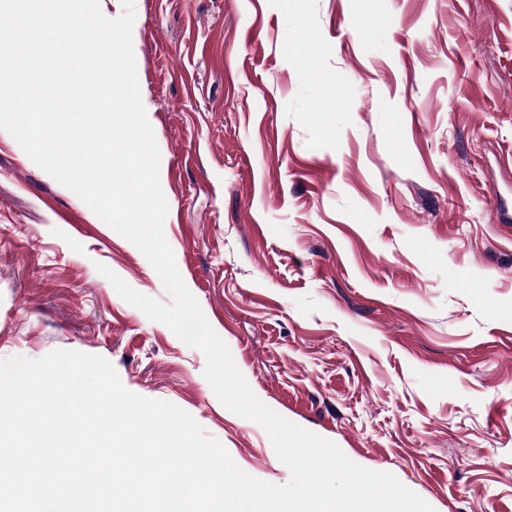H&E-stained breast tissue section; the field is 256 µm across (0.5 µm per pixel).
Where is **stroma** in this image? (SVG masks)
<instances>
[{"mask_svg": "<svg viewBox=\"0 0 512 512\" xmlns=\"http://www.w3.org/2000/svg\"><path fill=\"white\" fill-rule=\"evenodd\" d=\"M178 270L250 388L435 512H512V0H135ZM143 253L0 130V359L99 355L258 479Z\"/></svg>", "mask_w": 512, "mask_h": 512, "instance_id": "35a3bbf8", "label": "stroma"}]
</instances>
